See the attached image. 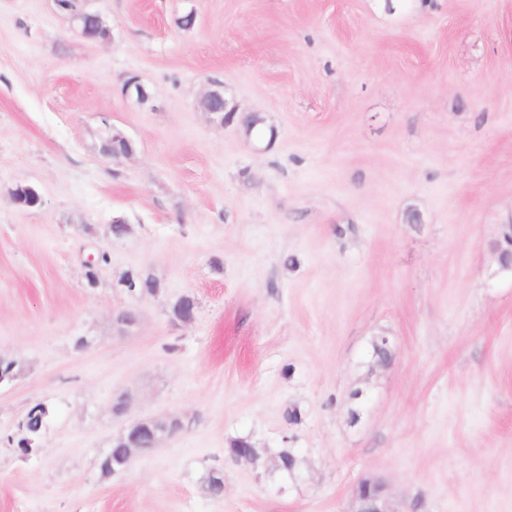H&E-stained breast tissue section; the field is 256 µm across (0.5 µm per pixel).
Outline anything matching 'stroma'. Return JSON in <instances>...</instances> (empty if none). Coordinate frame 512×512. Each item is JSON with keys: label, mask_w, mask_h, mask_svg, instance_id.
I'll return each mask as SVG.
<instances>
[{"label": "stroma", "mask_w": 512, "mask_h": 512, "mask_svg": "<svg viewBox=\"0 0 512 512\" xmlns=\"http://www.w3.org/2000/svg\"><path fill=\"white\" fill-rule=\"evenodd\" d=\"M85 5L109 38L53 0H0V359L19 368L0 385V512H354L364 479L390 512H512V272L495 251L512 0ZM219 86L266 134L201 110ZM111 126L133 155L101 157ZM20 185L41 205L19 207ZM130 269L160 292L128 294ZM185 295L188 324L170 316ZM39 402L25 455L9 438ZM172 418L174 436L101 470L126 425ZM239 437L256 463L227 455ZM55 3L56 8L65 9L66 14L69 15L68 18L73 22V24H81L83 21L84 13L82 11H71L70 7H81L80 3H77L76 1H71L69 6H63L61 4L62 0H53ZM88 13V12H87ZM88 20H85L81 24V34L87 38L92 40L97 39H105L109 36L110 29L106 22L103 20V18L99 14H91L88 13ZM38 406L34 404L29 410H28V419L25 423L24 431H25V437H22L18 440L17 444L21 448H27L29 447L28 442L29 441H35L37 437L45 430L50 410L49 407L43 403L40 407L37 413L33 414V411Z\"/></svg>", "instance_id": "stroma-1"}]
</instances>
